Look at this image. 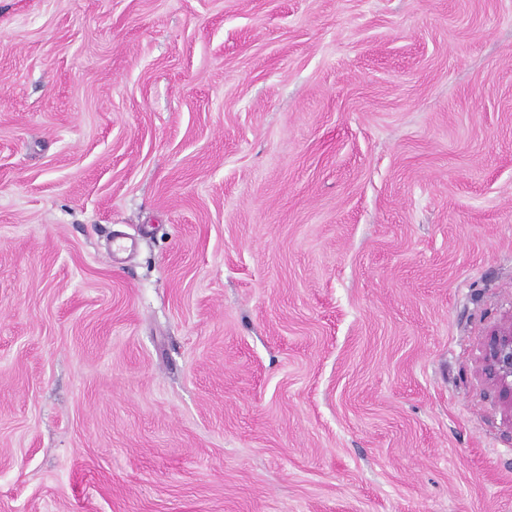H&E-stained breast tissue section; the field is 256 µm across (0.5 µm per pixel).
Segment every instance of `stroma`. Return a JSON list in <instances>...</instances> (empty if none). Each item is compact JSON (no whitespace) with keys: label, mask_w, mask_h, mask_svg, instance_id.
Wrapping results in <instances>:
<instances>
[{"label":"stroma","mask_w":512,"mask_h":512,"mask_svg":"<svg viewBox=\"0 0 512 512\" xmlns=\"http://www.w3.org/2000/svg\"><path fill=\"white\" fill-rule=\"evenodd\" d=\"M512 0H0V512H512ZM489 375L510 399L512 409V327L494 333L485 355Z\"/></svg>","instance_id":"1"}]
</instances>
